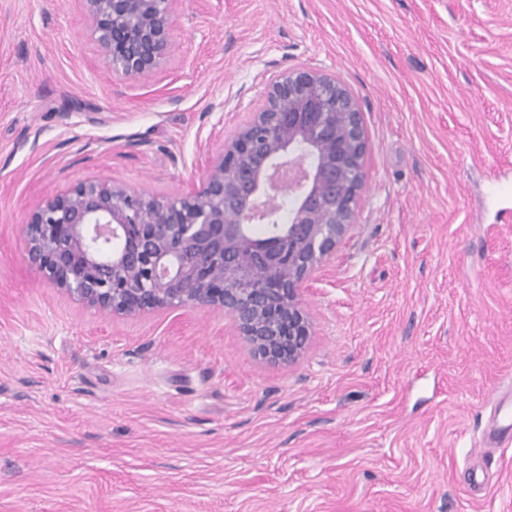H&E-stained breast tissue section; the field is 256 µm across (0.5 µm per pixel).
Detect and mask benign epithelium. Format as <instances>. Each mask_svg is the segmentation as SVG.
Here are the masks:
<instances>
[{
	"label": "benign epithelium",
	"instance_id": "benign-epithelium-1",
	"mask_svg": "<svg viewBox=\"0 0 512 512\" xmlns=\"http://www.w3.org/2000/svg\"><path fill=\"white\" fill-rule=\"evenodd\" d=\"M81 2L113 75L140 83L166 68L181 0ZM366 151L346 84L289 69L199 182L173 197L78 182L29 213L26 256L49 285L103 314L220 311L255 356L290 365L313 336L306 293L356 224Z\"/></svg>",
	"mask_w": 512,
	"mask_h": 512
}]
</instances>
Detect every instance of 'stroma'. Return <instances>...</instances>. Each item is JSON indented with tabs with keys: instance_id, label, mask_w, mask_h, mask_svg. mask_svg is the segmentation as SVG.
<instances>
[{
	"instance_id": "1",
	"label": "stroma",
	"mask_w": 512,
	"mask_h": 512,
	"mask_svg": "<svg viewBox=\"0 0 512 512\" xmlns=\"http://www.w3.org/2000/svg\"><path fill=\"white\" fill-rule=\"evenodd\" d=\"M156 78L79 0H0V512H512V0H181ZM308 67L368 140L357 223L292 366L231 319L112 318L42 281L30 211L108 178L172 196Z\"/></svg>"
}]
</instances>
